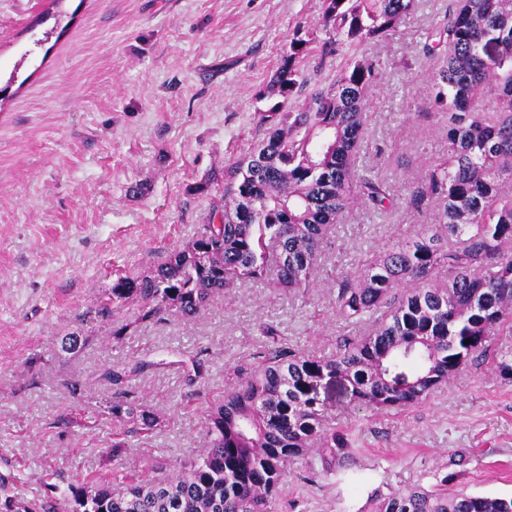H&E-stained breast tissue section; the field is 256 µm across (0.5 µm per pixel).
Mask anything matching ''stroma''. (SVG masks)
Returning <instances> with one entry per match:
<instances>
[{"instance_id":"1","label":"stroma","mask_w":512,"mask_h":512,"mask_svg":"<svg viewBox=\"0 0 512 512\" xmlns=\"http://www.w3.org/2000/svg\"><path fill=\"white\" fill-rule=\"evenodd\" d=\"M0 0V502L52 501L72 512L69 487L129 474L165 479L206 447L205 409L237 383L232 365L256 362L274 324L289 347L335 354L371 335L336 314V280L361 258L433 223L410 214L412 186L448 148L437 112L438 60L420 46L448 0H417L394 36L336 55L306 57L311 80L327 81L354 56L374 57V89L359 170L389 187L394 205L348 208L333 229L309 288L240 284L196 317L139 324L113 339L112 324L82 312L118 274L156 263L192 239L214 199L197 187L259 139L274 105L266 89L293 39L321 29L323 0ZM66 33L45 39L56 24ZM87 342L65 351L69 336ZM485 360L467 365L424 400L376 411L342 386L328 393L326 427L344 440L346 463L312 456L291 465L273 512H368L372 498L415 486L512 496V336L488 339ZM145 360L135 402L162 421L112 450V389L100 372ZM204 376L188 384L186 366ZM81 383L70 392L66 381Z\"/></svg>"}]
</instances>
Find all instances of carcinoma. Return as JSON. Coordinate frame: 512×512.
Instances as JSON below:
<instances>
[{"label": "carcinoma", "mask_w": 512, "mask_h": 512, "mask_svg": "<svg viewBox=\"0 0 512 512\" xmlns=\"http://www.w3.org/2000/svg\"><path fill=\"white\" fill-rule=\"evenodd\" d=\"M413 7L414 0H325L324 27L332 31L324 46L391 35ZM309 44L290 43L271 84L283 104L261 118L257 145L224 167L218 201L195 237L161 262L117 277L84 316L114 317L133 306L141 323L194 317L241 282L306 288L350 205L390 202L383 182L356 168L380 63L355 57L310 88L296 65ZM422 53L442 62L435 102L448 114V153L411 191L408 209L438 203L435 224L336 283L345 321L383 313L374 333L323 358L272 342L238 386L207 407L209 446L197 458L159 482L131 476L119 491L101 482L72 487L73 512H270L288 465L312 452L328 466L344 455L336 434L326 432L322 382L342 380L361 406H406L486 356L492 331L512 334V0H451ZM490 91L495 102L479 107ZM295 94L303 101H291ZM443 269L448 280L440 283ZM154 366L139 361L99 375L114 390L112 418L147 433L159 418L127 404L128 387ZM3 508L55 512L10 500ZM372 512H512V498L415 487L377 499Z\"/></svg>", "instance_id": "obj_1"}]
</instances>
